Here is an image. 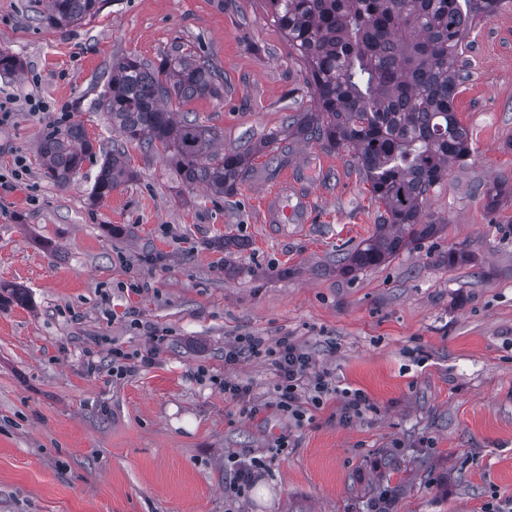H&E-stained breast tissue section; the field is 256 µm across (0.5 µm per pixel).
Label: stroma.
<instances>
[{
  "label": "stroma",
  "mask_w": 512,
  "mask_h": 512,
  "mask_svg": "<svg viewBox=\"0 0 512 512\" xmlns=\"http://www.w3.org/2000/svg\"><path fill=\"white\" fill-rule=\"evenodd\" d=\"M45 11L0 0V51L22 65L0 75L13 112L0 125V512H375L384 490L389 512H512V200L483 205L489 185H512V9L468 38L456 108L473 152L430 200L441 232L346 278L337 249L381 214L346 151L283 141L224 196L185 188L167 153L135 143L133 178L101 203V156L66 187L44 174L50 130L79 122L94 145L116 139L98 103L124 55L211 59L219 95L170 107L228 148L313 110L260 0H110L68 29ZM285 171L312 200L288 236L262 215ZM451 248L469 262L441 264ZM242 336L297 344L367 407L343 416L332 395L286 418L273 367L245 353L233 378L260 404L251 414L224 394V350ZM116 346L156 355L116 380ZM242 456L263 467L238 493Z\"/></svg>",
  "instance_id": "stroma-1"
}]
</instances>
